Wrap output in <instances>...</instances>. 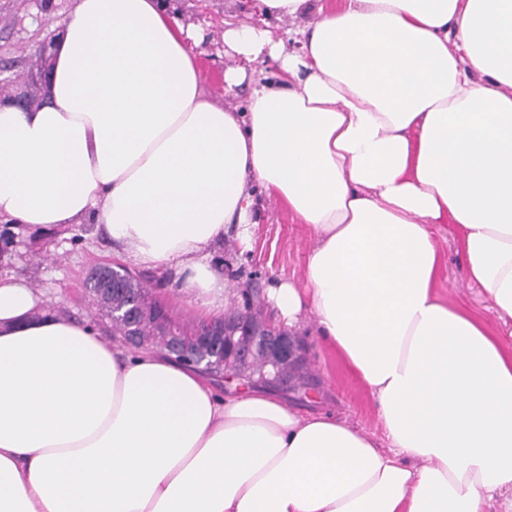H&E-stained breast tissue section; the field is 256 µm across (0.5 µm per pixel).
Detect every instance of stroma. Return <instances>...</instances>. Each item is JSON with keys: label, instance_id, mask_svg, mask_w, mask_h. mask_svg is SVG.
<instances>
[{"label": "stroma", "instance_id": "1", "mask_svg": "<svg viewBox=\"0 0 512 512\" xmlns=\"http://www.w3.org/2000/svg\"><path fill=\"white\" fill-rule=\"evenodd\" d=\"M171 9L180 11L184 21L199 27L204 40L198 48L203 86L216 99L224 98V25L260 23L257 0H167ZM74 0H53L51 11L41 10L36 0H0V61L24 64L33 61L42 43L71 11ZM435 241L443 257L440 292L450 305L462 306L474 313L495 335L501 347L512 354V324H503L480 291L467 279V271L453 236L437 230ZM314 244V235L303 224L291 223L286 211L273 199H263L259 222L253 228L249 245L225 238L217 247V263H228L231 272L224 282L229 289L228 302L244 305L240 291L243 282L257 279L269 287L278 276L300 282L306 255ZM20 259L12 270L27 277L35 288L44 290L58 314L94 318L95 310L81 292L87 270L98 263L115 261L117 255L97 232L74 238L65 233L49 240H24ZM310 374L319 382L316 395L300 400L310 411H326L349 426L378 433L376 407L368 390L350 371L342 357L322 340L304 334Z\"/></svg>", "mask_w": 512, "mask_h": 512}]
</instances>
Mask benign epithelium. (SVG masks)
Masks as SVG:
<instances>
[{
    "mask_svg": "<svg viewBox=\"0 0 512 512\" xmlns=\"http://www.w3.org/2000/svg\"><path fill=\"white\" fill-rule=\"evenodd\" d=\"M48 58L47 45H42L35 62L26 73L25 82L19 86L16 100L22 106H30L33 94H43L46 86V71L43 62ZM19 235L13 227L0 226V259L17 255ZM140 278L131 269L120 277L111 264H100L89 270L83 286L88 294L94 293L106 301L119 292L126 295V303L111 311L112 319L128 325L122 342L133 348H142L145 343L136 336L134 327L148 315L144 306L145 297L129 287L130 279ZM246 305L239 318H224L222 322H204L190 336L168 318H159L167 344L164 353L210 376L218 382L229 384L237 380L240 386H263L277 392L308 396L316 390V384L307 376L296 377L283 372V367L302 369L306 365L305 345L301 337L288 329L272 324L252 297L262 293L257 283L244 285ZM254 357L263 360V369L258 374H249L244 364Z\"/></svg>",
    "mask_w": 512,
    "mask_h": 512,
    "instance_id": "1",
    "label": "benign epithelium"
}]
</instances>
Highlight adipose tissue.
Returning a JSON list of instances; mask_svg holds the SVG:
<instances>
[{
  "label": "adipose tissue",
  "mask_w": 512,
  "mask_h": 512,
  "mask_svg": "<svg viewBox=\"0 0 512 512\" xmlns=\"http://www.w3.org/2000/svg\"><path fill=\"white\" fill-rule=\"evenodd\" d=\"M304 17L285 51L227 25L210 99L200 35L162 0H74L49 91L0 98V223L93 224L224 316V233L257 194L307 225L270 299L369 390L387 443L261 388L105 340L0 271V512H485L512 491V355L439 291L441 225L512 320V0H258ZM268 58L275 80L250 65Z\"/></svg>",
  "instance_id": "1"
}]
</instances>
